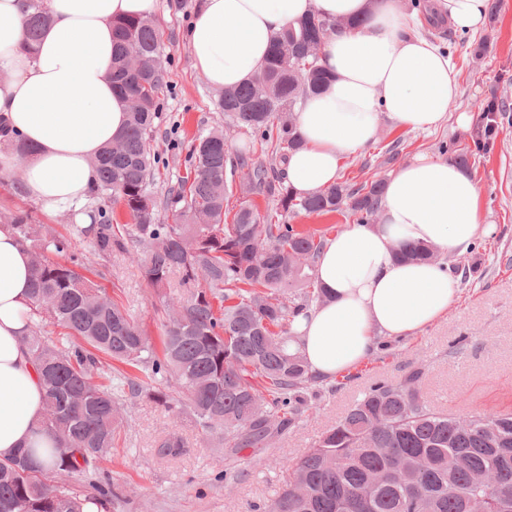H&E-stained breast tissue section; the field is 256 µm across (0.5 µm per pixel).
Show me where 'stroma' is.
<instances>
[{"mask_svg": "<svg viewBox=\"0 0 512 512\" xmlns=\"http://www.w3.org/2000/svg\"><path fill=\"white\" fill-rule=\"evenodd\" d=\"M197 0L179 8L160 0L152 20L168 62V83L154 121L153 151L158 158L149 189L163 198L184 176L196 138L220 127L230 158L245 155L282 170L284 161L273 145L260 144L250 132L228 127L218 107L219 90L198 73L186 44ZM495 7L487 28L477 33L448 25L426 24L424 32L445 49L456 66L460 94L448 109V120L429 133L382 123L374 145L342 160L338 177L358 184L390 176L415 155L443 157L450 142H465L470 126L460 116L476 117L480 102L496 96L506 115L495 143L477 157L471 171L482 188L480 210L495 227L479 237L472 252L448 257L460 292L448 313L422 333L380 343L373 355L331 380H314L305 392L309 409L287 435L266 448L263 463L249 451L225 459L207 441L189 414L175 415L153 398L128 400L122 410L120 439L102 467L123 495L107 512H266L281 486L285 464L302 456L318 437L374 383L398 382L412 370L423 373L421 388L432 405L464 417L512 407V0H490ZM24 172L15 169L0 180V220L12 214L32 215L50 234L71 235L74 209L54 212L19 192ZM143 248L129 241L126 254L111 261L94 260L86 275L121 304L152 344H159L167 317L154 288L143 279ZM185 443L182 456L158 455L155 445L168 434Z\"/></svg>", "mask_w": 512, "mask_h": 512, "instance_id": "1", "label": "stroma"}]
</instances>
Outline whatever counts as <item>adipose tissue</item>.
I'll list each match as a JSON object with an SVG mask.
<instances>
[{
  "mask_svg": "<svg viewBox=\"0 0 512 512\" xmlns=\"http://www.w3.org/2000/svg\"><path fill=\"white\" fill-rule=\"evenodd\" d=\"M159 0H47L50 24L35 49L18 0H0V177L23 166L20 190L54 211L81 209L98 181L94 164L124 131L125 100L112 88V27L150 17ZM488 0H427L429 16L482 31ZM346 21L325 42L330 77L308 96L293 123L301 138L285 162L287 184L309 196L333 185L343 158L373 145L383 121L429 132L448 119L458 79L448 55L420 32L402 0H198L187 32L195 69L216 89L249 82L264 67L272 38L311 14ZM30 153L20 154L19 145ZM481 187L448 159L419 154L386 181L377 221L350 224L326 240L315 276L325 298L293 328L310 371L332 379L367 359L377 338L422 332L453 304L458 280L446 263L404 261L406 245L462 256L490 225ZM31 253L11 225H0V461L40 449L45 388L22 338L30 333Z\"/></svg>",
  "mask_w": 512,
  "mask_h": 512,
  "instance_id": "obj_1",
  "label": "adipose tissue"
}]
</instances>
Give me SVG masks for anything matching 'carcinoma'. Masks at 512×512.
<instances>
[{
	"mask_svg": "<svg viewBox=\"0 0 512 512\" xmlns=\"http://www.w3.org/2000/svg\"><path fill=\"white\" fill-rule=\"evenodd\" d=\"M29 8L31 49L50 15L44 0H29ZM336 30V22L315 14L286 26L274 37L263 69L222 93L226 123L252 131L262 143L274 140L284 152L297 148L287 112L328 82L319 59ZM112 47V83L129 102L128 122L97 159L99 182L91 193L97 216L74 225V233L90 239L102 259L127 252V241L136 239L147 283L160 291L177 273L188 294L169 298L178 318L164 325L158 355L123 307L98 304L102 289L78 272L86 258L72 251L71 238H41L29 215L10 217L32 256L37 321L26 343L46 389L41 429L70 451L48 449L46 466L36 460V448H21L0 461V512H84L98 498H116L100 464L115 447L122 402L144 392L175 414L193 415L228 457L245 449L258 456L288 434L304 413L301 392L312 381L301 352L288 351L297 339L290 324L324 298L309 274L324 240L280 218L347 211L367 224L379 210L383 178L356 188L338 182L298 197L284 175L241 157L236 168L242 178L273 198L276 210L261 217L243 201L234 222L225 223L228 145L224 129L216 128L200 136L189 153L190 176L168 193L174 223H157L158 203L148 186L152 124L167 78L161 42L151 20L132 18L113 28ZM503 112L493 100L482 104L471 143H450L449 159L470 167L475 155L493 146ZM112 202L126 208L131 226L110 222ZM398 256L425 261L432 252L412 245ZM290 288L300 292L289 296ZM47 322L61 328L60 335H44ZM105 358L136 373H115ZM422 376L416 369L401 382L370 387L309 451L288 463L270 512H467L472 498L486 499L489 512H512V412L461 418L438 411L421 390ZM157 448L174 459L184 443L168 434ZM393 465L406 469L411 482L379 479ZM61 472L81 476L86 484L61 485ZM479 472L493 483L475 482ZM414 482L428 494L427 502L416 498Z\"/></svg>",
	"mask_w": 512,
	"mask_h": 512,
	"instance_id": "cac0c4a2",
	"label": "carcinoma"
}]
</instances>
